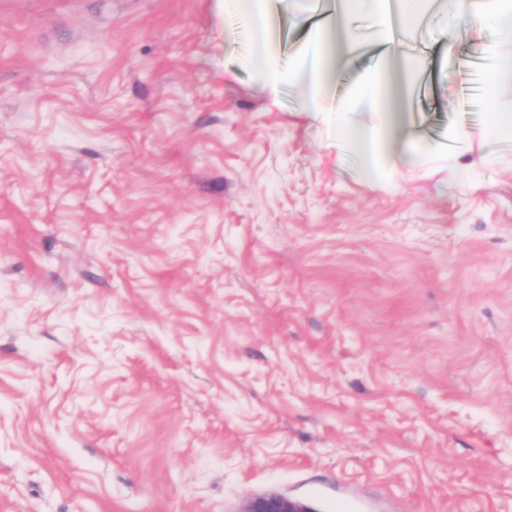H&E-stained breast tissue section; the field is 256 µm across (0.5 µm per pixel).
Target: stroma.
<instances>
[{"instance_id": "35a3bbf8", "label": "stroma", "mask_w": 512, "mask_h": 512, "mask_svg": "<svg viewBox=\"0 0 512 512\" xmlns=\"http://www.w3.org/2000/svg\"><path fill=\"white\" fill-rule=\"evenodd\" d=\"M313 4L272 98L224 0H0V512H512V86L469 97L512 31L412 32L380 159L429 161L376 183L291 76ZM244 512H315L305 505L281 495H263L253 498Z\"/></svg>"}]
</instances>
